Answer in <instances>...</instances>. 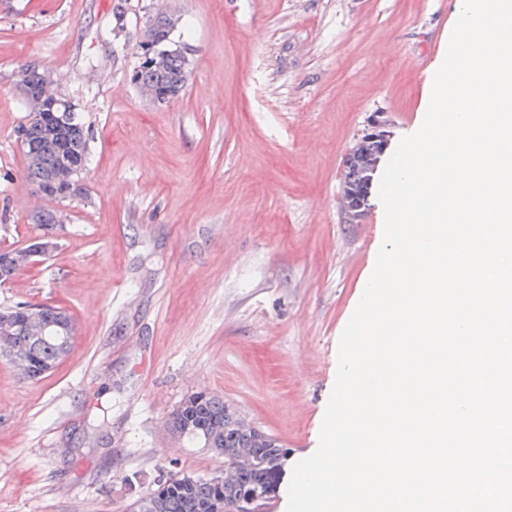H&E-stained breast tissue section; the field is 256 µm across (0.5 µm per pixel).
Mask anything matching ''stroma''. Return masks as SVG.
Instances as JSON below:
<instances>
[{
    "mask_svg": "<svg viewBox=\"0 0 512 512\" xmlns=\"http://www.w3.org/2000/svg\"><path fill=\"white\" fill-rule=\"evenodd\" d=\"M180 15L184 94L130 82L147 16ZM456 0H0V249L40 230L16 138L21 65L48 69L90 127L57 247L0 285L69 312L70 350L38 379L0 360V512H133L170 475L223 473L172 435L210 392L310 456L339 337L382 243L371 195L345 223L342 161L370 113L416 125Z\"/></svg>",
    "mask_w": 512,
    "mask_h": 512,
    "instance_id": "1",
    "label": "stroma"
}]
</instances>
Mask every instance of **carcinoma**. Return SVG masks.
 Segmentation results:
<instances>
[{"mask_svg": "<svg viewBox=\"0 0 512 512\" xmlns=\"http://www.w3.org/2000/svg\"><path fill=\"white\" fill-rule=\"evenodd\" d=\"M191 71L190 64L180 56H157L151 66L136 71L137 87L146 96L163 92L170 99L179 98L185 91ZM48 71L42 69L32 76V87L24 97L29 119L19 127L25 133L21 140L26 177L32 184L56 179L55 190L62 191L60 182L67 169L56 167L55 155L65 152L76 160H89V130L81 113L62 107L50 108L47 95L52 92ZM58 130L60 143L52 146L45 128ZM377 156V148L369 145L359 154L349 170L354 180H363L372 174L370 160ZM14 328L0 332V350H7L22 358L17 369L24 379L38 378L54 369L70 342L61 337L38 338L23 332L25 313L13 310ZM240 413L224 403V398L206 392L186 396L170 420L172 432L179 438L199 442L224 457V463L233 462L237 454L246 450L251 461L238 465L222 478L177 475L158 484L157 489L139 499L136 512H234L243 499L256 496L266 504L278 494L288 461V452L271 435L252 426L238 424Z\"/></svg>", "mask_w": 512, "mask_h": 512, "instance_id": "cac0c4a2", "label": "carcinoma"}]
</instances>
